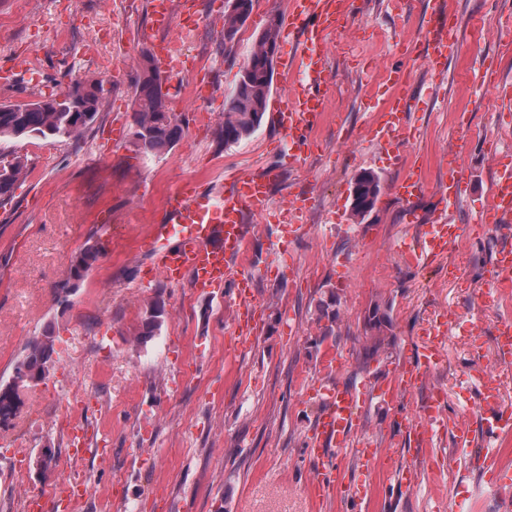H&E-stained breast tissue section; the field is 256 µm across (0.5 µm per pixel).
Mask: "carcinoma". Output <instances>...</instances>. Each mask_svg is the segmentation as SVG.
<instances>
[{"label":"carcinoma","mask_w":512,"mask_h":512,"mask_svg":"<svg viewBox=\"0 0 512 512\" xmlns=\"http://www.w3.org/2000/svg\"><path fill=\"white\" fill-rule=\"evenodd\" d=\"M281 17L269 16L265 27L257 34L259 43L253 45L240 78L224 101V121L215 134L219 142L237 144L250 137L260 126L267 111L271 94L274 61L263 54L269 44L278 47ZM162 81L152 56L142 53L140 72L136 79L135 99L131 114L132 145L144 156H159L174 148L184 135L182 122L171 112L158 95ZM102 108L99 84L94 81L76 82L60 96H51L27 104H0V144L24 138H65L77 140L95 122ZM11 159H6V156ZM28 174V159L14 152L0 151V207L8 205L17 184ZM357 208L352 216L365 219L373 212L382 194L381 177L374 171H363L355 177ZM103 246L97 241L85 245L71 260V280H79L99 260ZM391 305L376 304L365 317L371 332L366 353L375 356L382 349L384 335L392 326ZM165 300L156 295L146 309L139 325L136 340L146 343L156 335L165 321ZM54 328L46 326L26 343L23 354L13 367L11 380L0 384V420L14 415L18 390L44 381L49 374L54 354Z\"/></svg>","instance_id":"1"}]
</instances>
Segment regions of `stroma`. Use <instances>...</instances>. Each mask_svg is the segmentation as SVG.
Listing matches in <instances>:
<instances>
[{"label": "stroma", "mask_w": 512, "mask_h": 512, "mask_svg": "<svg viewBox=\"0 0 512 512\" xmlns=\"http://www.w3.org/2000/svg\"><path fill=\"white\" fill-rule=\"evenodd\" d=\"M432 8L433 0H404L399 12L390 0H354L346 26L330 37L333 89L324 124L308 166L297 169L276 151L278 131L270 119L237 144L215 136L255 33L270 14H285L288 0H256L229 50L225 0H200L202 19L190 36L168 32L189 63L186 88L207 82L214 97L203 105L210 122L196 127L191 112L181 111L183 138L156 157L137 154L127 134L116 148H104L111 127L129 124L141 53L153 35L150 0H0V70L19 55L36 61L31 74L0 86V104L58 95L88 79L101 84L104 102L80 139L25 138L12 145L27 157L30 173L0 208V380H10L28 337L50 324L56 340L48 377L20 391L15 416L0 424L6 447L0 512H16L21 499L62 482L68 423L78 419L89 425L93 448L77 464L88 494L71 512H214L219 503L224 512H434L456 490L469 492L467 512H498L485 478L465 467L483 438L469 394L476 359L454 339L407 405L442 388L469 440L433 436L417 487L406 488L392 474V466L406 463L399 428L391 412L371 400L359 420L377 441L376 461L367 463L350 448L338 458L343 477L365 484V499L318 494L309 484L317 467L304 451L320 411L311 391L327 382L320 362L326 349L346 358L336 378L356 385L388 379L434 310H452L465 326L478 324L488 358L496 323L512 318V288L494 305L479 301L504 244L494 232L463 237L430 267L410 266L395 250L398 239L420 236L424 227L404 223L391 186L418 170L436 185L459 127L469 128L471 138L459 154L468 186L458 223H474L488 206L495 159L512 153V114L493 91L512 83V46H505L501 27L512 17V0H454L459 54L440 79L428 72L420 41ZM398 61L409 73L411 117L408 143L394 150L371 139L377 118L371 97L385 66ZM260 165L283 169L271 192L275 207L302 194L313 205L292 241L280 240L275 207L268 210L245 259L235 264V272L255 277L262 329L234 356L231 302L187 285L175 292L159 279L144 282L147 259L138 242L151 233L175 183L225 187ZM365 170L377 172L384 189L359 223L349 193ZM92 238L105 253L61 306L55 287ZM452 266L458 278L449 277ZM158 293L166 302L165 322L151 341L137 343V328ZM323 300L336 315L329 337L319 319ZM384 302L391 305L392 330L385 349L370 357L364 317ZM68 375L80 392L64 418L52 391ZM100 443L105 452L97 451ZM47 445L55 463L43 474L35 462Z\"/></svg>", "instance_id": "1"}]
</instances>
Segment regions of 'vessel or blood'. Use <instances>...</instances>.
<instances>
[{
  "label": "vessel or blood",
  "instance_id": "1",
  "mask_svg": "<svg viewBox=\"0 0 512 512\" xmlns=\"http://www.w3.org/2000/svg\"><path fill=\"white\" fill-rule=\"evenodd\" d=\"M351 0H289L286 25L298 31L302 38L301 53L285 55L279 67L292 84L286 95L276 97L270 120L281 133L288 148V164L304 167L313 155L314 136L325 110L327 91L331 84L328 68V36L350 13ZM153 25L164 29L173 19L196 18L198 0H151ZM454 16L450 0H444L429 20L427 36L429 48L426 64L434 76H441L450 56L458 49V42L449 24ZM152 54L162 74L170 81L176 100H183L185 92L180 75L186 68L174 45L156 42ZM407 83L405 68L393 65L386 70V85L391 94L384 99L379 120L372 131L374 139L397 145L403 142L409 126L402 91ZM445 177L437 190H430L422 175H411L398 180L392 187V196L404 206V221L424 224L421 239L400 242L399 253L408 263L428 265L447 256L466 232L465 225L457 223L454 210L465 188L459 170L458 155L444 156ZM277 167H264L240 175L228 189L205 187L197 181H183L171 189L165 198L164 211L147 237L145 254L151 258V274L167 284L176 286L190 281L198 293L212 295L228 293L238 315L239 337L253 335L257 329L254 318L255 298L253 283L244 275L233 274L232 260L245 254V247L256 232L248 216L264 215L271 202V187L280 178ZM433 193L435 205L429 218H422L417 204L426 193ZM308 200L299 196L280 210L282 230L288 238L297 237L307 220ZM481 223L491 226L503 237L512 236V159L501 162L496 171L492 196ZM495 288L512 286V247H501L490 270ZM456 329L452 312L434 313L427 322L422 341L411 350L409 362L396 370L393 381L384 386L336 383L322 386L316 396L324 404L314 428L306 441V451L321 468L314 486L321 491L339 492L350 499L366 494L362 484L345 481L333 467L336 454L358 439L356 424L367 396H374L385 404H395L400 393L416 390L441 360V350ZM496 347L503 365L512 364V321L501 320L494 332ZM475 397L481 411V428L486 448L469 455L466 466L470 471L485 476L490 492L502 503L512 502V480L498 475V451L493 441L512 432V411L502 406V386L495 371L479 372ZM397 415L404 421L401 433L413 462L397 473L401 484L411 487L418 483V461L423 458L422 437L450 430L453 422L446 413L445 402L426 401L417 413L399 407ZM76 490L52 486L44 496L33 498L31 512H43L44 501L62 506L77 500Z\"/></svg>",
  "mask_w": 512,
  "mask_h": 512
}]
</instances>
